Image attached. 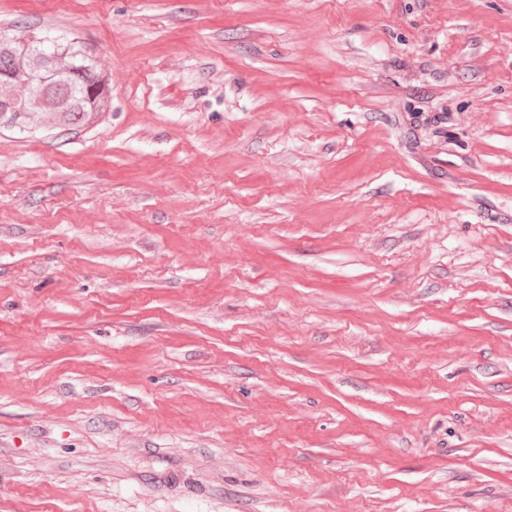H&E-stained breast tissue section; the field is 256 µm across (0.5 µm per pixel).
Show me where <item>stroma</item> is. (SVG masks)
I'll return each instance as SVG.
<instances>
[{
	"instance_id": "obj_1",
	"label": "stroma",
	"mask_w": 512,
	"mask_h": 512,
	"mask_svg": "<svg viewBox=\"0 0 512 512\" xmlns=\"http://www.w3.org/2000/svg\"><path fill=\"white\" fill-rule=\"evenodd\" d=\"M112 101L0 125V512H512V0H0Z\"/></svg>"
}]
</instances>
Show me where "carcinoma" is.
<instances>
[{"label":"carcinoma","instance_id":"1","mask_svg":"<svg viewBox=\"0 0 512 512\" xmlns=\"http://www.w3.org/2000/svg\"><path fill=\"white\" fill-rule=\"evenodd\" d=\"M19 35L0 34V120L25 122L27 115L47 112L59 127L83 126L95 112L110 108L96 62L74 42L29 40L22 53Z\"/></svg>","mask_w":512,"mask_h":512}]
</instances>
